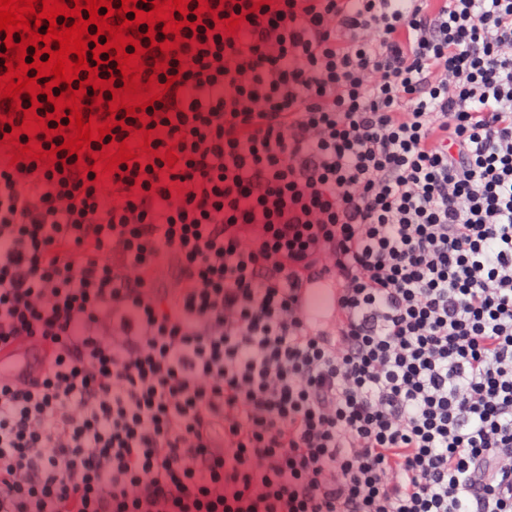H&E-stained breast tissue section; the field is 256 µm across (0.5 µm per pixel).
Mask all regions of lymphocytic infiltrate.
Here are the masks:
<instances>
[{
  "label": "lymphocytic infiltrate",
  "mask_w": 512,
  "mask_h": 512,
  "mask_svg": "<svg viewBox=\"0 0 512 512\" xmlns=\"http://www.w3.org/2000/svg\"><path fill=\"white\" fill-rule=\"evenodd\" d=\"M208 2L176 167L0 149V512H512V0ZM331 271L319 274L307 288H303L301 303L316 323L323 325L336 318V289ZM48 356V347L37 340L2 345L0 382L9 386H30L39 377L40 368Z\"/></svg>",
  "instance_id": "obj_1"
}]
</instances>
